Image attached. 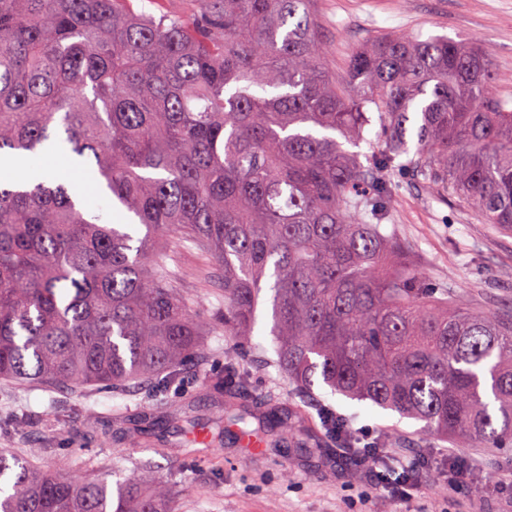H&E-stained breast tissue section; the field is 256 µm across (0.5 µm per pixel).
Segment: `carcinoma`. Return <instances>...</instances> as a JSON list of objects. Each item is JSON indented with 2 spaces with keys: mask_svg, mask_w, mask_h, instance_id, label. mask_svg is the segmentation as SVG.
<instances>
[{
  "mask_svg": "<svg viewBox=\"0 0 512 512\" xmlns=\"http://www.w3.org/2000/svg\"><path fill=\"white\" fill-rule=\"evenodd\" d=\"M129 0H0V160L70 154L94 192L0 182V379L122 389L203 354L186 274L224 277V335L272 292L278 363L462 448L512 443V315L424 287L383 221L400 168L512 231V109L482 44L378 33L342 82L311 0H202L173 18ZM417 138L410 152L409 138ZM369 151H359L361 144ZM354 150L344 148V145ZM240 387L249 374L224 364ZM210 429L188 423L183 455ZM0 454V512H179L174 490Z\"/></svg>",
  "mask_w": 512,
  "mask_h": 512,
  "instance_id": "obj_1",
  "label": "carcinoma"
}]
</instances>
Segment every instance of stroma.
<instances>
[{
  "label": "stroma",
  "instance_id": "35a3bbf8",
  "mask_svg": "<svg viewBox=\"0 0 512 512\" xmlns=\"http://www.w3.org/2000/svg\"><path fill=\"white\" fill-rule=\"evenodd\" d=\"M313 11L331 72H342L349 56L377 33L469 38L490 49L493 90L512 103V0H313ZM385 224L409 241L435 297L463 289L479 310L512 311V233L480 223L463 200L432 198L403 171L392 180ZM184 286L209 333L203 357L181 366L169 382L164 408L152 405L149 386L69 390L0 380V415L21 409L29 416L26 425L0 432V450L45 471L64 467L113 485L137 463L150 461L157 481L185 473L182 512H512V446L459 450L448 439L422 432L419 421L328 387L298 395L277 363L270 293L259 301L250 343L238 349L224 334L220 279L203 288L190 277ZM231 353L251 369L250 386L240 395L252 412L251 426L266 429L272 416L297 411L317 430L318 440L281 435L254 455L229 427L200 454L178 455L182 419L166 417V409L205 425L218 421L222 409L209 381L223 376ZM328 413L351 431H366L381 454L418 461L406 498L391 497L384 483L342 450L324 427Z\"/></svg>",
  "mask_w": 512,
  "mask_h": 512
}]
</instances>
